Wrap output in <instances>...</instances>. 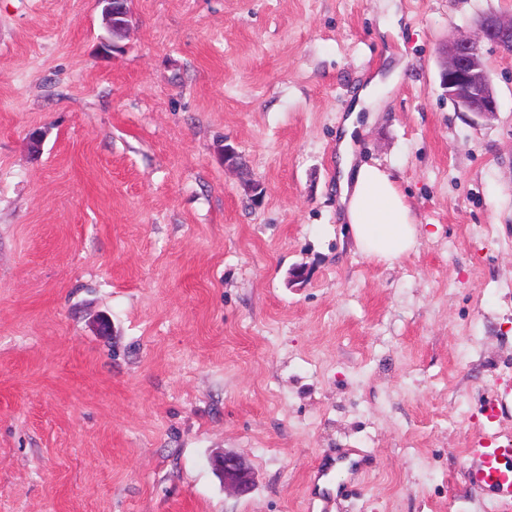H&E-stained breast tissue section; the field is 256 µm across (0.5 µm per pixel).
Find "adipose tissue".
<instances>
[{
  "mask_svg": "<svg viewBox=\"0 0 512 512\" xmlns=\"http://www.w3.org/2000/svg\"><path fill=\"white\" fill-rule=\"evenodd\" d=\"M380 77H372L358 91L342 122L336 141L338 202L355 247L368 257L394 263L415 251L423 229L391 173L358 162L357 132L364 108L379 111Z\"/></svg>",
  "mask_w": 512,
  "mask_h": 512,
  "instance_id": "1",
  "label": "adipose tissue"
}]
</instances>
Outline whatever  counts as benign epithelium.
I'll return each instance as SVG.
<instances>
[{
    "instance_id": "obj_1",
    "label": "benign epithelium",
    "mask_w": 512,
    "mask_h": 512,
    "mask_svg": "<svg viewBox=\"0 0 512 512\" xmlns=\"http://www.w3.org/2000/svg\"><path fill=\"white\" fill-rule=\"evenodd\" d=\"M103 5L104 24L114 38L128 35L130 14L128 0H98ZM477 37L453 40L443 49L441 84L448 98L465 112L480 119L496 116L498 99L488 69L480 51V42L494 44L499 51L512 57V13L484 14L476 23ZM224 476V487L238 493L249 491L255 476L246 461L233 454H224L213 460Z\"/></svg>"
}]
</instances>
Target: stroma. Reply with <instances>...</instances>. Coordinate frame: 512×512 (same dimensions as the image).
<instances>
[{
    "label": "stroma",
    "mask_w": 512,
    "mask_h": 512,
    "mask_svg": "<svg viewBox=\"0 0 512 512\" xmlns=\"http://www.w3.org/2000/svg\"><path fill=\"white\" fill-rule=\"evenodd\" d=\"M128 7L112 51L96 0H0V512H512L465 453L512 441V403L487 413L512 389V58L481 45L494 119L440 83L512 0ZM377 73L359 158L424 229L390 266L336 190ZM344 449L368 464L312 497ZM224 476V488L234 492H248L254 485L255 476L246 461L239 456L224 453L213 460Z\"/></svg>",
    "instance_id": "35a3bbf8"
}]
</instances>
